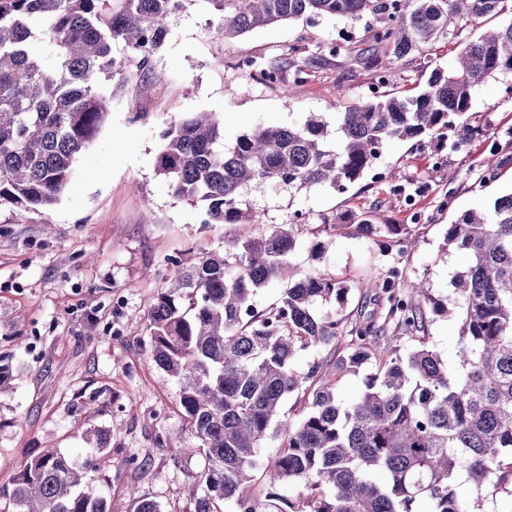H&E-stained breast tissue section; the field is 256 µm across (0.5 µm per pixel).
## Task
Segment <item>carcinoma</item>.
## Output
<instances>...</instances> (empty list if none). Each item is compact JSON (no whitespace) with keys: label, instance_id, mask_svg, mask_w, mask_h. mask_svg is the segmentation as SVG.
<instances>
[{"label":"carcinoma","instance_id":"1","mask_svg":"<svg viewBox=\"0 0 512 512\" xmlns=\"http://www.w3.org/2000/svg\"><path fill=\"white\" fill-rule=\"evenodd\" d=\"M234 38L282 21L369 23L364 30L387 80L392 66L465 19L503 10L505 0H0V205L46 209L64 192L74 159L97 135L111 96L103 81H160L154 57L169 19L196 2ZM333 43L307 54L236 68L276 84L314 60L341 55ZM512 72V22L465 44L449 70L435 68L415 96L373 93L336 113L331 132L311 113L300 125L257 126L224 148L212 112L173 121L162 133L159 171L175 197L201 205L205 224H250L224 236L156 295L147 332L153 363L176 379L179 408L204 464L186 512H476L456 491L465 477L476 497L512 492V192L493 213L468 210L449 225L445 247L470 264L452 277L454 299L390 266L360 290L375 309L343 314L346 282L291 262L296 222L270 230L242 191L270 181L285 191L337 192L372 168L390 142L419 144L468 125L476 87ZM358 231L382 255L402 256L403 224L365 219ZM288 280L263 309L258 292ZM455 315V365L429 344L430 316ZM329 351L307 369L303 351ZM368 368L352 401L342 377ZM298 418L281 413L289 397ZM278 441L264 461L269 439ZM0 512H109L104 489L59 449L27 461Z\"/></svg>","mask_w":512,"mask_h":512}]
</instances>
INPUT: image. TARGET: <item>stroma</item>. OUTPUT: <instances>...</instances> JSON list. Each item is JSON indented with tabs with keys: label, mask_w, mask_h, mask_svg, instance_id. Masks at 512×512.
Masks as SVG:
<instances>
[{
	"label": "stroma",
	"mask_w": 512,
	"mask_h": 512,
	"mask_svg": "<svg viewBox=\"0 0 512 512\" xmlns=\"http://www.w3.org/2000/svg\"><path fill=\"white\" fill-rule=\"evenodd\" d=\"M169 28L155 59L163 80L109 84L110 112L59 201L46 210L0 207V359L11 372L0 392V489L11 487L27 460L58 448L88 463L106 488L110 512H135L138 494L163 512H187L202 459L157 441L158 433L181 429L183 417L175 380L150 359L147 313L181 267L219 249L225 235L246 236L252 227L203 224L200 207L171 193L158 171L161 134L194 112L219 117L228 147L260 124L297 125L312 112L332 123L378 83L376 69L349 65L342 56L315 61L288 87L259 83L234 67L242 58L268 62L288 48L326 42L370 52L360 21H287L226 40L194 5ZM478 30L466 24L440 34L426 55L393 69L386 91L417 92L433 69L452 66ZM469 118L485 134L463 149L447 141L388 145L374 164L385 181L369 172L343 193L321 187L288 193L257 182L244 196L269 228L303 215L293 264L352 283L390 263L355 224L368 215L377 224L409 225L400 268L427 281L435 296H453L451 277L469 257L444 250L449 224L471 209L492 210L512 190V74L478 86ZM452 171L457 179H449ZM328 224L338 225V233L326 235ZM314 240L327 244L317 262ZM89 429L110 437L109 447L90 457L83 451ZM130 454L145 461L144 471L125 464Z\"/></svg>",
	"instance_id": "35a3bbf8"
}]
</instances>
